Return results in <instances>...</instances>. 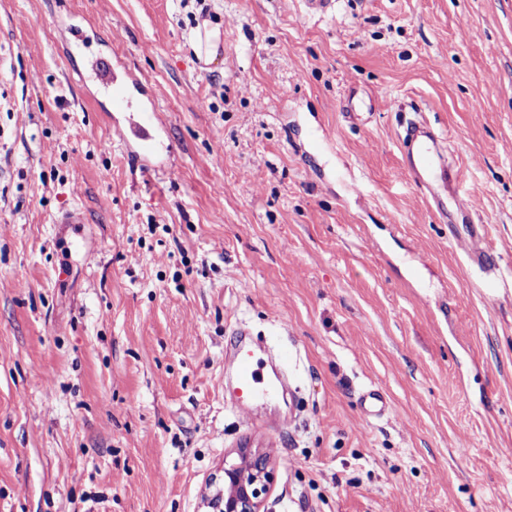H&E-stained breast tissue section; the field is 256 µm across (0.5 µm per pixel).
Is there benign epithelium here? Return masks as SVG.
I'll use <instances>...</instances> for the list:
<instances>
[{"instance_id":"obj_1","label":"benign epithelium","mask_w":512,"mask_h":512,"mask_svg":"<svg viewBox=\"0 0 512 512\" xmlns=\"http://www.w3.org/2000/svg\"><path fill=\"white\" fill-rule=\"evenodd\" d=\"M269 455L240 448L237 457L224 461V481L208 501L211 512H263L271 490Z\"/></svg>"}]
</instances>
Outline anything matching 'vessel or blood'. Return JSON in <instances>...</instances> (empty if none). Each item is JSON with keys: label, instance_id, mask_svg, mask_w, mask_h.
I'll return each instance as SVG.
<instances>
[{"label": "vessel or blood", "instance_id": "1", "mask_svg": "<svg viewBox=\"0 0 512 512\" xmlns=\"http://www.w3.org/2000/svg\"><path fill=\"white\" fill-rule=\"evenodd\" d=\"M72 35L86 48L85 64L79 77L99 84L102 96L114 114L113 130L128 154L150 172L155 169L153 161L158 155L174 158V149L160 138L165 125L163 113L154 102L139 106L133 103L141 88V79L126 69L118 55L91 50L92 40L82 29L73 28ZM402 149L404 168L423 192L435 194L462 176L461 169L449 166L447 157L438 151L437 136L427 124L408 123L402 136ZM460 246L475 264L482 267L490 264L491 259L484 248L483 225H472L469 236L461 240ZM236 334L238 342L232 360L234 400L239 415L248 423L252 420L255 405L274 397L282 381L267 375L266 353L250 341L249 329L238 327Z\"/></svg>", "mask_w": 512, "mask_h": 512}]
</instances>
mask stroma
<instances>
[{
	"instance_id": "obj_1",
	"label": "stroma",
	"mask_w": 512,
	"mask_h": 512,
	"mask_svg": "<svg viewBox=\"0 0 512 512\" xmlns=\"http://www.w3.org/2000/svg\"><path fill=\"white\" fill-rule=\"evenodd\" d=\"M211 10L208 60L194 0H0V512H208L243 444L267 512H512V0ZM74 25L155 91L172 170L126 158ZM410 121L471 221L406 175ZM240 322L288 351L247 426ZM471 232L467 238L456 239L461 241L460 247L467 253L472 262L479 266H487L491 259L487 254L484 244V227L480 224H470Z\"/></svg>"
}]
</instances>
